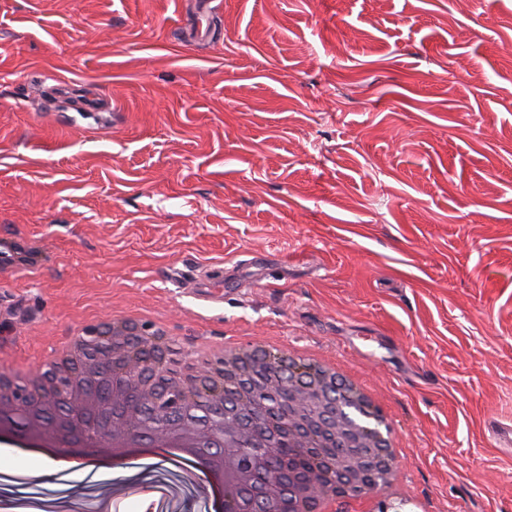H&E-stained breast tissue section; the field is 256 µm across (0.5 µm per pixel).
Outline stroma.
Instances as JSON below:
<instances>
[{
	"label": "stroma",
	"mask_w": 512,
	"mask_h": 512,
	"mask_svg": "<svg viewBox=\"0 0 512 512\" xmlns=\"http://www.w3.org/2000/svg\"><path fill=\"white\" fill-rule=\"evenodd\" d=\"M1 240L42 254L0 367L131 309L284 337L366 375L431 512H512V0H0Z\"/></svg>",
	"instance_id": "stroma-1"
}]
</instances>
